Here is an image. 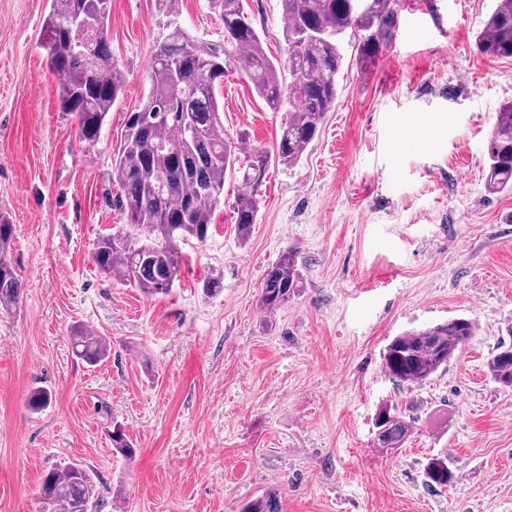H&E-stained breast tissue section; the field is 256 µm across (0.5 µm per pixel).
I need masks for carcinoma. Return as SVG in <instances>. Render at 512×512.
I'll return each mask as SVG.
<instances>
[{
    "instance_id": "carcinoma-1",
    "label": "carcinoma",
    "mask_w": 512,
    "mask_h": 512,
    "mask_svg": "<svg viewBox=\"0 0 512 512\" xmlns=\"http://www.w3.org/2000/svg\"><path fill=\"white\" fill-rule=\"evenodd\" d=\"M286 58L270 57L245 10V0H208L224 23V43L198 41L173 26L152 57L149 90L134 120H125L121 148L112 160V179L121 193L118 206L125 224L98 237L92 257L99 271L147 295L166 294L180 279V244L205 243L214 212L224 205V177L238 174L232 202L239 240L247 239L258 217L259 190L272 162L298 161L319 133L337 99L342 44L352 39L365 62L378 58L392 39L398 0H281ZM96 27L87 45L66 31L76 7ZM111 0H51L41 33V48L58 79V105L75 116L79 140L96 145L112 106L122 97L125 76L112 56L108 38ZM478 50L489 57L512 58V0H496L477 36ZM236 68L272 112L288 110L273 152L253 149L245 162L235 141L224 132L220 91L226 73ZM288 77H283V74ZM485 185L488 191L512 190V102L499 112L487 144ZM15 227L0 217V308L9 311L22 298V283L7 258ZM298 253L282 252L266 270L260 305L275 311L299 288ZM476 334L462 317L394 337L382 365L400 388L423 386L459 354ZM73 353L89 366L108 360L111 344L85 327L70 336ZM491 378L512 390V343H501L487 361ZM375 445L402 447L412 422L392 403L378 406ZM109 434L112 448L125 460L137 448L120 428ZM430 486L451 487L457 475L445 456L429 458L424 468ZM96 489L89 470L69 463L48 471L41 484L43 512H95ZM242 512H281L278 496L266 492Z\"/></svg>"
}]
</instances>
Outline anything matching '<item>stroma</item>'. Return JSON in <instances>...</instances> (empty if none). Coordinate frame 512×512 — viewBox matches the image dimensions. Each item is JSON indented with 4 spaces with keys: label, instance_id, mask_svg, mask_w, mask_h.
<instances>
[{
    "label": "stroma",
    "instance_id": "1",
    "mask_svg": "<svg viewBox=\"0 0 512 512\" xmlns=\"http://www.w3.org/2000/svg\"><path fill=\"white\" fill-rule=\"evenodd\" d=\"M496 0H399L391 44L371 63L344 45L336 106L292 166L272 164L239 241L229 208L205 245H182L165 295L105 277L93 244L124 217L109 171L124 115L142 105L151 57L178 23L222 43L207 0H111L109 39L126 82L101 140L60 112L40 48L48 0H0V216L23 286L0 310V512H41L45 473L91 472L99 512H241L276 490L282 512H512V392L486 363L512 322V191L485 188L486 146L512 101V58L476 37ZM283 57L281 0H247ZM240 154L273 149L286 112L240 72L221 91ZM299 254L297 295L260 306L263 276ZM463 317L477 333L423 387L382 368L401 333ZM106 337L97 367L73 326ZM49 390L42 411L31 391ZM409 409L403 448L373 444L383 401ZM121 423L135 461L113 453ZM448 458V488L424 466ZM70 340L75 356L89 366L98 365L111 356V344L85 327L74 328ZM425 481L429 486L451 487L457 480V475L448 464L445 456L429 458L424 468Z\"/></svg>",
    "mask_w": 512,
    "mask_h": 512
}]
</instances>
